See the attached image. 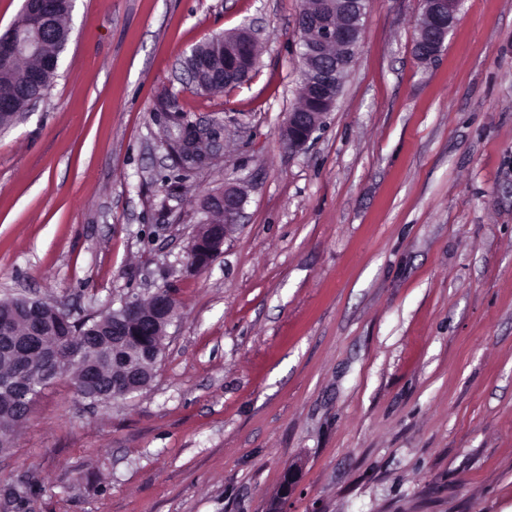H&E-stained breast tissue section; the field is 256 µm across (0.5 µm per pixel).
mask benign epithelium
<instances>
[{"label": "benign epithelium", "instance_id": "1", "mask_svg": "<svg viewBox=\"0 0 512 512\" xmlns=\"http://www.w3.org/2000/svg\"><path fill=\"white\" fill-rule=\"evenodd\" d=\"M363 0H318L310 10L300 12L297 26L304 40L300 96L303 106L287 114L281 129V140L291 150L304 148L313 134L323 125L326 115L336 104L341 85L345 82L353 58L356 56L363 32L360 23ZM75 0H24L23 18H37L42 27L29 34L19 24L12 25L0 35L4 56L13 60L31 58L36 65L30 70V81L25 97L28 104L39 100L47 87V76L56 72L61 57L42 53V44L61 43L66 50L70 27L61 18L71 15ZM465 0H420L422 13L418 22V37L414 44L416 58L425 63L438 58L448 36L453 31ZM256 43L252 29L242 25L213 41L212 46L224 52V66L215 67L203 53L193 49L184 61L190 79L205 90L217 91L229 86L225 74L236 72V59L250 55ZM195 145L204 147L203 154L211 158V148L217 137L203 129L190 126ZM247 201L243 185L233 184L210 196L203 210L210 215L224 217V223L205 220L203 231L193 240L189 256L191 265L209 266L221 253L229 230L240 220ZM176 312L173 294L158 289L143 301L126 298L121 306L101 320L112 321V346L119 347L130 336L143 333L154 337L153 346L146 348L144 362L136 364L130 358H111V351L98 341L87 343L74 359L65 360L59 347V338L50 335L44 309L39 299H27L24 309L10 306L0 311V361L8 369L0 372V397L10 402V417L19 421L27 416L36 392L29 387L30 357L39 360L44 368L60 375L61 363L79 369L82 390L89 394L103 391L101 374H110L109 391L114 395L131 396L143 389L150 368L162 352L166 328Z\"/></svg>", "mask_w": 512, "mask_h": 512}]
</instances>
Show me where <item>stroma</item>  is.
I'll use <instances>...</instances> for the list:
<instances>
[{
    "instance_id": "stroma-1",
    "label": "stroma",
    "mask_w": 512,
    "mask_h": 512,
    "mask_svg": "<svg viewBox=\"0 0 512 512\" xmlns=\"http://www.w3.org/2000/svg\"><path fill=\"white\" fill-rule=\"evenodd\" d=\"M305 0H76L58 76L0 131V299L73 317L172 291L146 389L61 377L0 451V512H512V0L414 55L418 0H367L335 109L299 151ZM221 92L178 61L243 23ZM220 129L175 164L166 112ZM244 215L190 265L203 204ZM246 201V191L240 183L225 186L224 190L207 198L203 210L207 214L224 217V224H209L212 219L204 221L207 224H203V231L193 240L189 249L192 266L205 268L212 263L221 252L229 230L240 220Z\"/></svg>"
}]
</instances>
